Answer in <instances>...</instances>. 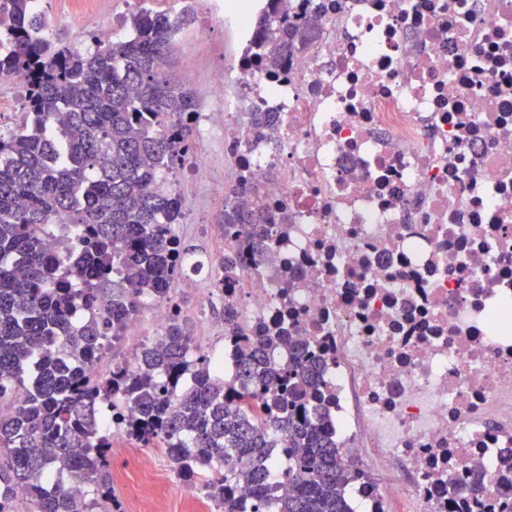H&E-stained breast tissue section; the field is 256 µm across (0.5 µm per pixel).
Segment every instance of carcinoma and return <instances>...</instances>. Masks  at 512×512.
I'll use <instances>...</instances> for the list:
<instances>
[{"mask_svg": "<svg viewBox=\"0 0 512 512\" xmlns=\"http://www.w3.org/2000/svg\"><path fill=\"white\" fill-rule=\"evenodd\" d=\"M188 14L143 9L125 40L78 48L48 35L34 0H0V77L26 83L25 118L0 133V504L23 497L33 512H98L114 505L105 404L130 406L126 431L145 447L170 440L174 472L224 512H349L348 468L325 428L321 354L289 348L276 327L243 336L232 307L224 337L230 377L207 354L189 355L179 322L133 369L101 375L84 364L138 312L168 295L181 261L183 199L168 186L195 141V91L171 73L172 38ZM321 32L319 19L270 0L255 54L272 72ZM217 223L263 224L224 205ZM222 282L241 277L234 249L215 260ZM97 316L87 320V309ZM284 475L267 484L273 449ZM253 490L244 504L236 487Z\"/></svg>", "mask_w": 512, "mask_h": 512, "instance_id": "carcinoma-1", "label": "carcinoma"}]
</instances>
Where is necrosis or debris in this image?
<instances>
[{
  "mask_svg": "<svg viewBox=\"0 0 512 512\" xmlns=\"http://www.w3.org/2000/svg\"><path fill=\"white\" fill-rule=\"evenodd\" d=\"M268 0H180L220 19L225 168L192 150L171 181L182 198L246 179L238 207L264 224L265 258L233 287L215 276L146 299L108 339L133 368L173 319L193 317L227 354L217 305L247 335L277 324L321 351L327 422L354 473L351 512H512V0H296L321 15L318 39L281 74L252 51L246 21ZM274 113L256 134L251 116ZM125 406L106 429L126 512H166L161 449L126 435ZM390 481L381 486L378 472Z\"/></svg>",
  "mask_w": 512,
  "mask_h": 512,
  "instance_id": "obj_1",
  "label": "necrosis or debris"
}]
</instances>
